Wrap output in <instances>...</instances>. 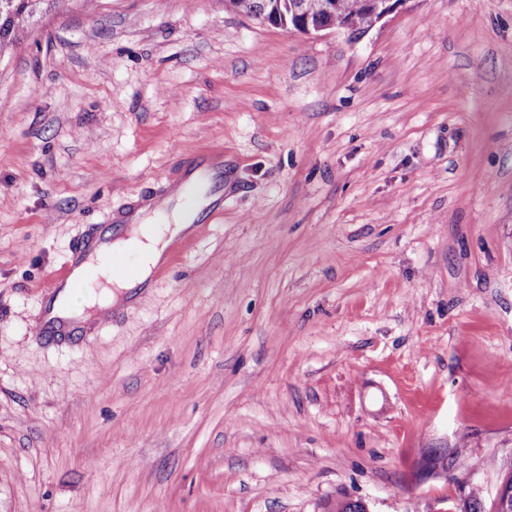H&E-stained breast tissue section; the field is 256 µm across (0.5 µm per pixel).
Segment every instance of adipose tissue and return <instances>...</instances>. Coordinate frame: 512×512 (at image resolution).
<instances>
[{
    "instance_id": "obj_1",
    "label": "adipose tissue",
    "mask_w": 512,
    "mask_h": 512,
    "mask_svg": "<svg viewBox=\"0 0 512 512\" xmlns=\"http://www.w3.org/2000/svg\"><path fill=\"white\" fill-rule=\"evenodd\" d=\"M184 230L185 227L181 224H168L162 227L153 224L131 225L124 234L115 237L112 250L116 253L126 252L135 256L136 276L132 278L120 276L113 271L111 265H104L101 269V275L105 281L104 287L95 293L88 288L82 289L78 285H70L67 292L70 301L79 309L95 306L102 309L110 307L115 300V290L130 292L143 284L152 270L165 260L167 248L172 240L181 235Z\"/></svg>"
}]
</instances>
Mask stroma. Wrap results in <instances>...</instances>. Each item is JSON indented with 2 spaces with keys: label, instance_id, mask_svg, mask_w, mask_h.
<instances>
[{
  "label": "stroma",
  "instance_id": "35a3bbf8",
  "mask_svg": "<svg viewBox=\"0 0 512 512\" xmlns=\"http://www.w3.org/2000/svg\"><path fill=\"white\" fill-rule=\"evenodd\" d=\"M212 149L222 213L35 339L90 225ZM511 459L512 0L358 40L69 0L0 57V512H438ZM419 470L426 477H445L448 479V454L436 448H430L419 462Z\"/></svg>",
  "mask_w": 512,
  "mask_h": 512
}]
</instances>
